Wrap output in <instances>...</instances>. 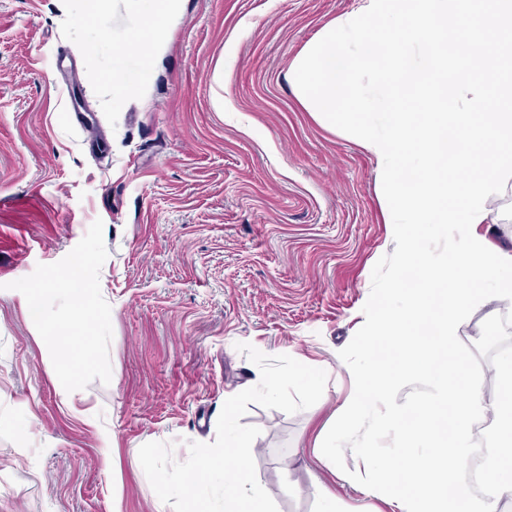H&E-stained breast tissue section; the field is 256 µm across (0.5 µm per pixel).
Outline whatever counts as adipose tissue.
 <instances>
[{
    "label": "adipose tissue",
    "mask_w": 512,
    "mask_h": 512,
    "mask_svg": "<svg viewBox=\"0 0 512 512\" xmlns=\"http://www.w3.org/2000/svg\"><path fill=\"white\" fill-rule=\"evenodd\" d=\"M130 19L129 36L140 50L142 63L136 72L122 65L112 67L109 79L117 96L139 94L149 85L157 59L167 50L171 27L183 9V0H124Z\"/></svg>",
    "instance_id": "ef3b65f1"
}]
</instances>
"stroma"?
<instances>
[{
    "mask_svg": "<svg viewBox=\"0 0 512 512\" xmlns=\"http://www.w3.org/2000/svg\"><path fill=\"white\" fill-rule=\"evenodd\" d=\"M356 4L184 0L152 82L117 101L113 63L139 61L122 0L92 54L83 0H0V512H172L139 449L167 442L181 462L188 442H214L225 396L259 381L241 343L330 371L312 407L252 403L241 419L260 430L256 474L278 512H319L322 485L336 512H391L321 452L351 389L338 353L395 249L378 161L288 83ZM61 272L90 287L78 364L58 341ZM41 288L37 323L23 294Z\"/></svg>",
    "mask_w": 512,
    "mask_h": 512,
    "instance_id": "stroma-1",
    "label": "stroma"
}]
</instances>
